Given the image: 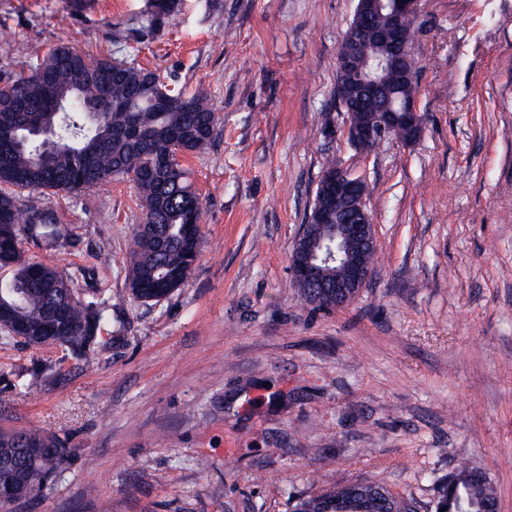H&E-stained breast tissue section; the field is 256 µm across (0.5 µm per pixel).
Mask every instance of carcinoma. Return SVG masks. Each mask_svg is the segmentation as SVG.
Wrapping results in <instances>:
<instances>
[{
  "label": "carcinoma",
  "instance_id": "carcinoma-1",
  "mask_svg": "<svg viewBox=\"0 0 512 512\" xmlns=\"http://www.w3.org/2000/svg\"><path fill=\"white\" fill-rule=\"evenodd\" d=\"M176 0H153L136 18L139 29L152 28L171 13ZM416 83L398 84L379 103H408ZM79 97L100 104V114L88 125L79 109L54 110L56 101ZM53 127L61 144L45 148L30 126ZM217 116L207 98L186 95L149 71L126 67L110 59L90 61L75 48L60 44L20 76L0 88V343L16 340L19 326L53 336L49 318L53 305L65 311L67 338L61 347L76 360L94 352L96 336L112 319L106 298H82L73 275L31 260L24 244L39 246L63 237L56 213L45 208L22 209L16 192L50 189L77 193L117 175L131 177L144 207V223L133 237L126 280L132 296L149 302L171 295L187 281L198 255L202 202L178 162L163 163L173 137L185 152L210 143ZM315 307L336 306V296L319 288H299ZM33 439L45 451L19 458V441ZM70 451L66 437L37 428H0V463L21 459L25 499L47 486ZM498 502L494 484L479 470L458 465L440 488L435 512H489ZM414 512L412 502L374 481H354L324 488L319 494L293 501L291 512Z\"/></svg>",
  "mask_w": 512,
  "mask_h": 512
}]
</instances>
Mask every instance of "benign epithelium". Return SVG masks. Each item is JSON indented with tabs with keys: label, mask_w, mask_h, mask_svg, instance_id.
I'll return each instance as SVG.
<instances>
[{
	"label": "benign epithelium",
	"mask_w": 512,
	"mask_h": 512,
	"mask_svg": "<svg viewBox=\"0 0 512 512\" xmlns=\"http://www.w3.org/2000/svg\"><path fill=\"white\" fill-rule=\"evenodd\" d=\"M380 7L386 24L379 31L390 54L382 56L383 68L373 71L358 51L365 26ZM418 0H357L355 23L345 32L337 54V70L345 77L339 84L338 101L347 112V133L353 144L368 152L379 139L399 127L403 141L420 137L423 120L414 105L393 114L373 111L375 92L386 74L401 80L415 78L410 45L415 37L407 18L417 12ZM324 203L313 208L302 225L290 252L292 279L304 288L336 289V306L346 304L363 288L371 274L368 255L374 251L375 228L366 207V184L338 168L320 182ZM23 473L13 465L0 464V504L20 501Z\"/></svg>",
	"instance_id": "7a95c632"
}]
</instances>
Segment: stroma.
I'll use <instances>...</instances> for the list:
<instances>
[{"instance_id":"obj_1","label":"stroma","mask_w":512,"mask_h":512,"mask_svg":"<svg viewBox=\"0 0 512 512\" xmlns=\"http://www.w3.org/2000/svg\"><path fill=\"white\" fill-rule=\"evenodd\" d=\"M0 0V85L65 43L203 94L211 142L183 161L203 202L198 257L169 298L133 299L144 218L129 177L24 191L72 245L112 320L88 360L0 345V405L72 453L8 512H289L288 499L378 481L434 512L458 462L512 512V0H420L411 53L421 137L370 152L346 136L337 52L357 0ZM367 186L376 262L337 308L304 304L290 252L326 157ZM43 368L37 388L27 386ZM175 7H177V3L174 0L152 1L150 9L136 18V21L139 24L138 30L152 28L161 15L171 13Z\"/></svg>"}]
</instances>
